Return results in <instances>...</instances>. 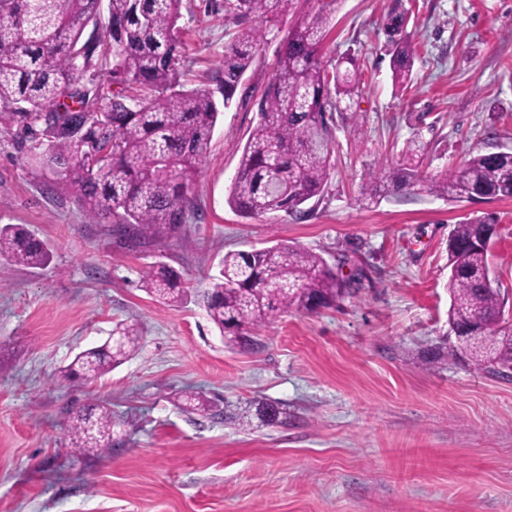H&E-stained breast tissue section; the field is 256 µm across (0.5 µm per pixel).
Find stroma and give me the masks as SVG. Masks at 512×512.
<instances>
[{"instance_id":"obj_1","label":"stroma","mask_w":512,"mask_h":512,"mask_svg":"<svg viewBox=\"0 0 512 512\" xmlns=\"http://www.w3.org/2000/svg\"><path fill=\"white\" fill-rule=\"evenodd\" d=\"M321 0H286L191 183L198 208L177 235L131 250L111 219H89L76 189L49 185L0 125V224L53 251L41 269L0 256V512H512V375L435 355L448 324V236L493 212L490 276L512 306V198L451 203L426 180L468 155L512 148V0H340L321 62L354 56L360 79L333 125L326 189L304 217L245 218L226 198L279 49ZM405 10L416 56L395 88L381 27ZM185 88L217 91L240 28L224 0H183ZM423 185L383 190L408 145ZM289 244L320 254L355 297L263 323L228 345L200 296L224 253ZM165 263L189 298L167 305L142 275ZM142 331L106 375L59 380L116 324ZM207 398L206 414L177 406ZM278 422L258 419V403ZM95 405L118 424L109 452L75 447Z\"/></svg>"}]
</instances>
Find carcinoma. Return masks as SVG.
Wrapping results in <instances>:
<instances>
[{"instance_id":"carcinoma-1","label":"carcinoma","mask_w":512,"mask_h":512,"mask_svg":"<svg viewBox=\"0 0 512 512\" xmlns=\"http://www.w3.org/2000/svg\"><path fill=\"white\" fill-rule=\"evenodd\" d=\"M284 0H224V13L245 23L274 19ZM296 25L280 49L277 73L267 87L259 120L243 147L227 204L246 218L285 211L322 195L333 153V112L352 97L357 80L336 65L329 73L320 54L333 5ZM100 0H0V124L15 126L32 142L35 157L54 182L78 188L90 218L112 217V232L136 248L180 230L195 210L190 182L210 145L220 109L213 94L180 82L182 0H109L99 25ZM404 11L384 24L393 80L410 81L414 45ZM89 36H84L88 27ZM112 40L107 58L105 39ZM261 33L245 27L224 47L223 105L233 101L251 66ZM112 63L121 88L108 104L88 106L87 72ZM391 180L401 188L419 182L417 165L402 163ZM428 191L450 202L512 197V151L470 156L456 170L431 181ZM497 220L490 214L456 224L448 236V322L459 336H485L486 352L461 342L456 352L476 366L512 370V318L500 288L489 283L488 252ZM0 256L31 269L47 266L52 252L20 224L0 225ZM142 287L163 303L187 299L179 274L166 264L150 267ZM356 292L324 258L291 245L227 252L204 304L211 321L241 348L253 345L256 327L290 308H334ZM118 349L94 348L59 371L70 383L98 378L138 350L141 331L119 323ZM77 416L80 448L112 449V412Z\"/></svg>"}]
</instances>
